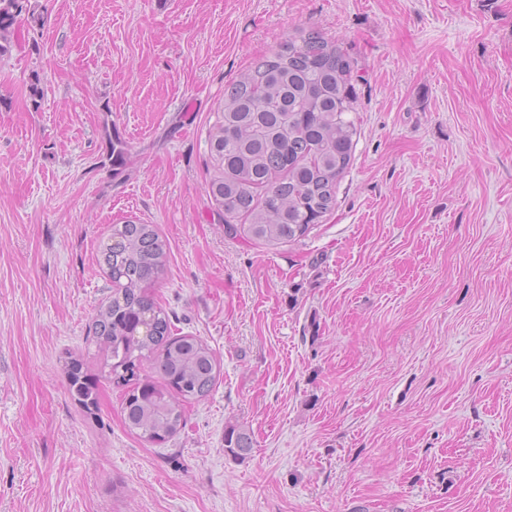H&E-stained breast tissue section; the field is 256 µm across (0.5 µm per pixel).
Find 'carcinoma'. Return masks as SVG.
Segmentation results:
<instances>
[{
  "label": "carcinoma",
  "mask_w": 512,
  "mask_h": 512,
  "mask_svg": "<svg viewBox=\"0 0 512 512\" xmlns=\"http://www.w3.org/2000/svg\"><path fill=\"white\" fill-rule=\"evenodd\" d=\"M22 16L43 23L30 0H0V58ZM358 100L352 58L313 28L288 37L224 87L209 134L216 174L207 192L228 231L275 246L298 242L321 223L352 162L357 127L349 114ZM166 249L154 224L112 226L102 256L114 293L87 336L104 357L105 378L126 388L125 426L149 442L179 432L184 404L205 400L220 372L212 349L195 336L175 335L153 297ZM66 369L71 395L91 410L95 383L83 359L68 357ZM224 443L239 459L253 449L240 425L226 427Z\"/></svg>",
  "instance_id": "obj_1"
}]
</instances>
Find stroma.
<instances>
[{
    "mask_svg": "<svg viewBox=\"0 0 512 512\" xmlns=\"http://www.w3.org/2000/svg\"><path fill=\"white\" fill-rule=\"evenodd\" d=\"M37 3L0 59V512H512V0ZM302 27L355 61L357 146L335 209L269 247L226 231L209 132ZM128 221L167 243L174 332L221 364L159 443L123 388L89 415L62 369L101 368ZM225 450L234 458L244 459L251 454L253 442L250 434L243 426L229 425L224 435Z\"/></svg>",
    "mask_w": 512,
    "mask_h": 512,
    "instance_id": "35a3bbf8",
    "label": "stroma"
}]
</instances>
